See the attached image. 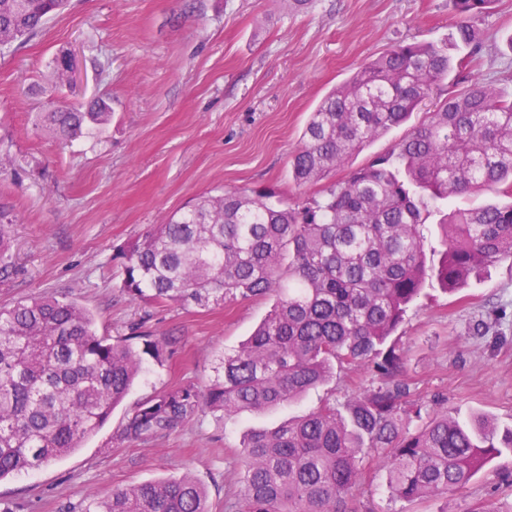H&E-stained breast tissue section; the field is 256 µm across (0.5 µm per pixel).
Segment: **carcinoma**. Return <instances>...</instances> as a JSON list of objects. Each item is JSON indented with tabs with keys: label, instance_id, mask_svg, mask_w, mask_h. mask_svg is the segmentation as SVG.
Here are the masks:
<instances>
[{
	"label": "carcinoma",
	"instance_id": "obj_1",
	"mask_svg": "<svg viewBox=\"0 0 512 512\" xmlns=\"http://www.w3.org/2000/svg\"><path fill=\"white\" fill-rule=\"evenodd\" d=\"M493 0H453L448 43L398 44L361 64L310 113L290 159L298 186L326 179L370 142L405 123L440 82L451 92L384 155L284 207L266 191L202 195L121 249L134 298L210 302L277 296L250 339L220 358L204 389L184 384L142 403L121 433L151 442L209 409L226 418L301 399L339 370L381 383L326 402L274 430H255L238 453L233 512H362L360 463L382 451L392 497L413 501L465 488L493 458L512 453V428L408 400L403 357L391 338L428 283L444 292L512 261V203L455 211L438 261L422 227L439 201L477 191L512 199V96L460 71L481 48L479 18ZM69 0H0V48L41 33ZM463 54L457 58L448 49ZM109 106L50 103L39 121L72 142L107 123ZM92 313L42 296L0 308V479L56 461L95 435L164 348L145 335L96 334ZM84 512H209L183 475L90 497Z\"/></svg>",
	"mask_w": 512,
	"mask_h": 512
}]
</instances>
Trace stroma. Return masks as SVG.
Wrapping results in <instances>:
<instances>
[{"mask_svg":"<svg viewBox=\"0 0 512 512\" xmlns=\"http://www.w3.org/2000/svg\"><path fill=\"white\" fill-rule=\"evenodd\" d=\"M455 20L452 0H314L304 13L290 0H72L43 32L0 51V207L11 218L12 265L0 275V307L56 294L89 309L97 335L116 340L139 325L165 349L81 448L0 480V512H81L90 494L185 473L206 489L210 512H226L245 434L378 385L368 373L340 374L264 412L206 411L163 439L121 440L145 400L175 385L207 386L274 298L206 307L135 299L115 253L206 193L267 190L291 205L318 195L320 185L297 186L289 166L310 112L390 46L445 44ZM479 28L482 50L466 73L512 95V0H495ZM61 53L75 62L64 79L54 66ZM450 90L435 88L411 124L373 141L354 165L389 151ZM98 98L111 120L68 145L36 122L48 102ZM492 312L498 333L476 335ZM394 341L411 400L431 409L444 397L512 425V262L453 294L426 288ZM361 470L355 492L366 512H512V455L463 490L414 502L390 497L378 456Z\"/></svg>","mask_w":512,"mask_h":512,"instance_id":"stroma-1","label":"stroma"}]
</instances>
